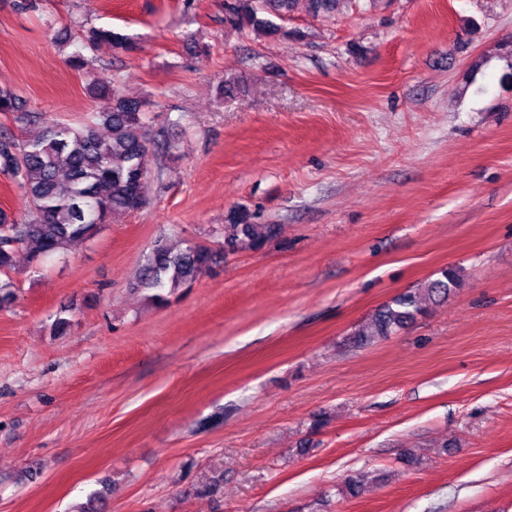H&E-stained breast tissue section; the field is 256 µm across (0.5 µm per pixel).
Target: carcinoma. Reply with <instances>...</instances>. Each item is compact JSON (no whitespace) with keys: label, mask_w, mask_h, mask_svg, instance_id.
<instances>
[{"label":"carcinoma","mask_w":512,"mask_h":512,"mask_svg":"<svg viewBox=\"0 0 512 512\" xmlns=\"http://www.w3.org/2000/svg\"><path fill=\"white\" fill-rule=\"evenodd\" d=\"M313 15L336 11L341 0H307ZM296 0H224V23L232 28H252L268 36H286L288 31L259 17L268 7L283 17ZM109 41L116 49L131 52L134 40L110 29L93 28L81 47L92 49ZM91 94L102 100L98 110L78 124L64 123L45 113L26 112L11 90L0 89V114L16 124H42L41 133L25 139L6 125L0 126V175L22 192L28 211L21 215L0 209V306L17 295L11 273L22 248L30 258L64 254L71 244L94 237L112 214L134 213L145 207V187L154 159L155 139L143 112V103L122 94L119 86L97 84ZM108 134H100V128ZM271 232L267 224H255L245 211L228 215L222 237L224 249L203 244L174 248L167 239L155 241L135 278V287L153 290L151 299L168 301L197 277L210 270L224 252H234L245 241L254 246ZM462 281L459 271L446 267L422 287L408 290L377 309L370 325L353 333V342L368 345L403 328L424 312L426 301L448 297Z\"/></svg>","instance_id":"obj_1"}]
</instances>
